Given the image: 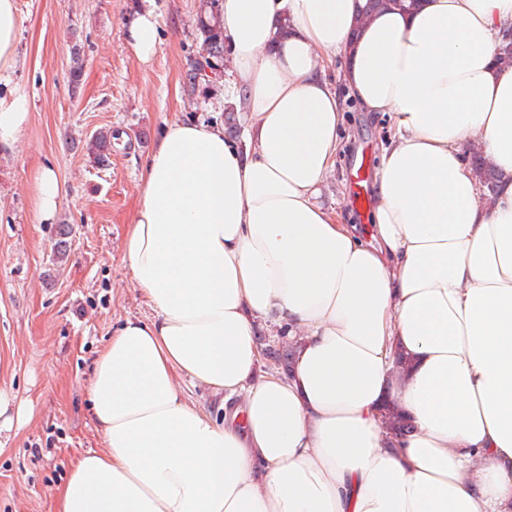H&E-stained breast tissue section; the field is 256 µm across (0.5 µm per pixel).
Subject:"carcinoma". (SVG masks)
Returning a JSON list of instances; mask_svg holds the SVG:
<instances>
[{"label": "carcinoma", "mask_w": 512, "mask_h": 512, "mask_svg": "<svg viewBox=\"0 0 512 512\" xmlns=\"http://www.w3.org/2000/svg\"><path fill=\"white\" fill-rule=\"evenodd\" d=\"M390 5L396 6L403 11H411L416 8L417 0H365L359 5L360 12L368 15L379 9ZM196 27L202 38L198 58L187 72L184 82L185 92L188 96L196 95L202 89L209 87L213 79L201 74L204 67H219V62L224 58L225 47L222 33L220 0H201L200 12L197 13ZM242 127L241 113L232 108L224 109V134L231 138L240 135ZM112 134L99 131L94 135V157L97 163L103 165L111 155ZM472 164L476 168L481 181L487 186L491 195H496L501 175L489 167L481 155L472 153ZM256 340L259 345L266 349V361L276 371L286 372L290 369L294 354L295 342L288 338L286 331L278 329L276 334L271 335L263 329L256 331ZM388 425L396 435L404 436L412 432V425L400 413L393 412L388 417Z\"/></svg>", "instance_id": "obj_1"}]
</instances>
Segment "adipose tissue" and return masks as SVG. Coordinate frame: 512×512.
Returning a JSON list of instances; mask_svg holds the SVG:
<instances>
[{
    "mask_svg": "<svg viewBox=\"0 0 512 512\" xmlns=\"http://www.w3.org/2000/svg\"><path fill=\"white\" fill-rule=\"evenodd\" d=\"M222 0L231 101L252 149L170 122L124 246L151 314L114 327L88 380L103 447L78 454L54 512H512V0ZM140 0L127 45L155 56ZM17 0H0V146L26 131ZM350 97L394 132L363 239L319 201ZM478 145L505 175L484 197ZM62 185L33 178L39 221ZM297 339L261 372L258 320ZM410 365L399 370L397 357ZM217 398L222 418L184 385ZM414 431L398 439L388 408Z\"/></svg>",
    "mask_w": 512,
    "mask_h": 512,
    "instance_id": "1",
    "label": "adipose tissue"
}]
</instances>
